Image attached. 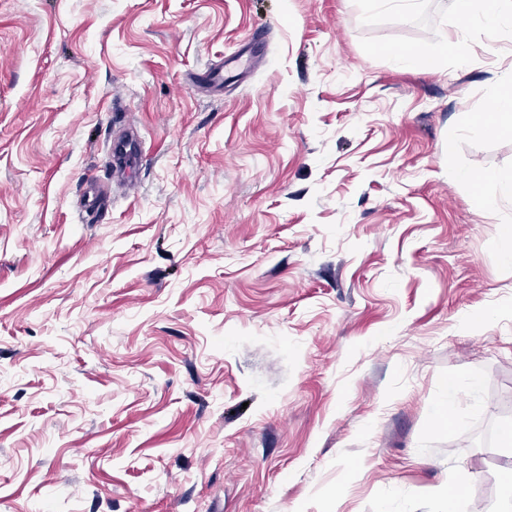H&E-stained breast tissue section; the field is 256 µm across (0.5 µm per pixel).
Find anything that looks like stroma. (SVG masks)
Segmentation results:
<instances>
[{
  "label": "stroma",
  "instance_id": "35a3bbf8",
  "mask_svg": "<svg viewBox=\"0 0 512 512\" xmlns=\"http://www.w3.org/2000/svg\"><path fill=\"white\" fill-rule=\"evenodd\" d=\"M511 82L452 0H0V512H506ZM491 110L498 119L495 126L485 129L494 133H512V90L501 93L492 103ZM479 185L492 198H496L495 192L499 190L501 193L512 197V174L496 171L482 172L477 177ZM478 386L475 378H449L444 385V396L437 405V414L441 416V412L448 409L449 417L457 418V405L460 394L467 389H474Z\"/></svg>",
  "mask_w": 512,
  "mask_h": 512
}]
</instances>
